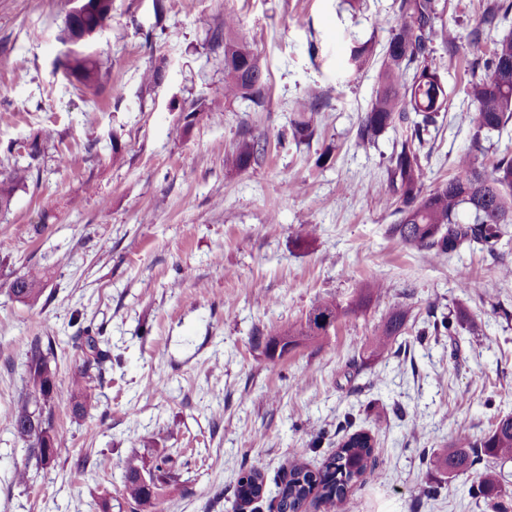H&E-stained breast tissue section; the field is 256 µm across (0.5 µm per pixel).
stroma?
I'll return each mask as SVG.
<instances>
[{"label": "stroma", "mask_w": 512, "mask_h": 512, "mask_svg": "<svg viewBox=\"0 0 512 512\" xmlns=\"http://www.w3.org/2000/svg\"><path fill=\"white\" fill-rule=\"evenodd\" d=\"M155 2L112 0L93 46L104 76L88 89L56 66L70 0H0V145L15 146L0 154V177L27 163L24 143L50 138L0 214V512H131L128 461L151 466L163 452L180 477L158 512H233L238 477L253 465L266 489L243 512H277L289 460L319 469L356 432L376 448L349 512H488L470 479L449 481L431 459L456 432L480 440L512 415V276L501 272L512 267V232L501 258L474 248L440 262L388 233L394 134L358 142L379 64L354 77L346 60L357 43L382 54L399 0H163L161 14ZM228 16L265 69L263 105L224 97V50L211 36ZM470 63L432 60L448 110L430 133L426 187L452 176L472 145L462 111ZM156 65L164 78L146 88L142 73ZM315 95L324 106L312 138L282 141L297 100ZM214 99L221 107L206 110ZM249 135L266 142L265 156L227 168ZM32 266L43 294L30 306L8 288ZM462 270L473 289L459 288ZM372 280L380 295L328 336L274 358L257 344L322 299L349 304ZM399 305L410 310L405 333L366 358L369 336ZM457 310L480 330L431 333ZM80 324L112 352L90 380L98 407L86 418L71 413ZM44 334L55 340L50 405L61 437L47 468L11 425L30 341Z\"/></svg>", "instance_id": "1"}]
</instances>
